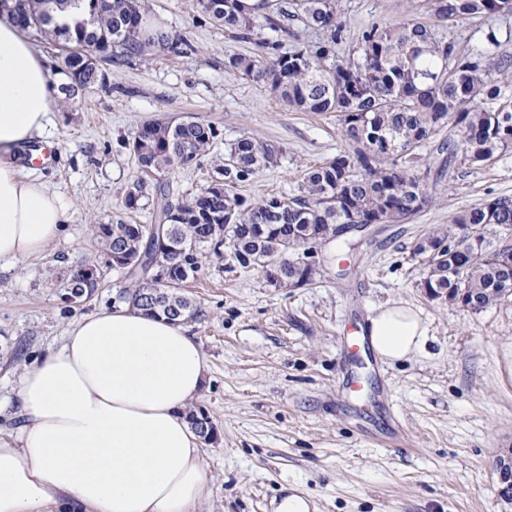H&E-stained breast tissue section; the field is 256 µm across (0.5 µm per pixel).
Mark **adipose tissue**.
Wrapping results in <instances>:
<instances>
[{"mask_svg":"<svg viewBox=\"0 0 512 512\" xmlns=\"http://www.w3.org/2000/svg\"><path fill=\"white\" fill-rule=\"evenodd\" d=\"M55 107L46 56L0 17V267L41 253L73 218L69 199L13 158L48 135ZM364 333L394 363L428 328L392 303ZM205 376L195 338L164 316L125 305L78 318L19 377L22 422L0 434V512H195L208 474L185 410Z\"/></svg>","mask_w":512,"mask_h":512,"instance_id":"adipose-tissue-1","label":"adipose tissue"}]
</instances>
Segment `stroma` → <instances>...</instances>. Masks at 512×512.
Wrapping results in <instances>:
<instances>
[{
  "mask_svg": "<svg viewBox=\"0 0 512 512\" xmlns=\"http://www.w3.org/2000/svg\"><path fill=\"white\" fill-rule=\"evenodd\" d=\"M342 8V56L371 24L430 20L423 0H342ZM149 13L193 52L112 65L105 86L57 102L46 140L52 160L15 154L71 201L74 215L43 252L0 270L2 431L19 423L14 395L24 367L58 347L78 317L117 305L131 285L105 266L82 305L60 299L71 265L101 259L94 225L150 221L153 184L137 208L124 206L138 177L128 145L138 125L192 115L217 127L199 164L170 174L179 197L207 185L224 165L227 144L245 134L281 150L276 166L238 186L251 200L297 195L305 170L347 147L335 117L288 110L264 86L227 69L229 55L256 46L198 23L196 0H149ZM435 155L426 144L416 164L431 205L360 240L345 271L330 260L331 246H320L314 284L278 288L260 270L238 266L230 249L217 255L203 247L201 268L183 287L201 311L188 328L207 366L193 404L215 430L201 445L209 484L198 512H279L287 490L310 495L311 512H512L492 471L494 455L512 449V299L479 313L431 299L412 256L419 239L460 211L512 198V150L480 168L455 167L439 184ZM388 302L420 313L424 347L400 363L359 368L366 383L346 394L343 339Z\"/></svg>",
  "mask_w": 512,
  "mask_h": 512,
  "instance_id": "1",
  "label": "stroma"
}]
</instances>
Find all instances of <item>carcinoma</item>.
Masks as SVG:
<instances>
[{"label": "carcinoma", "mask_w": 512, "mask_h": 512, "mask_svg": "<svg viewBox=\"0 0 512 512\" xmlns=\"http://www.w3.org/2000/svg\"><path fill=\"white\" fill-rule=\"evenodd\" d=\"M427 12L445 25L410 20L399 26L373 24L362 30L354 49L342 59L336 52L345 22L341 0H198L200 13L242 41L265 25L276 36L256 43L258 52L234 54L228 67L267 87L289 108L333 113L349 149L305 171L299 194L249 200L238 184L275 164L280 149L243 135L227 148L224 168L192 197L176 198L163 173L182 166L181 157L198 159L218 136L217 129L192 116L180 125L154 121L138 127L131 151L142 177L156 180L149 224H97L95 242L109 255L124 252L143 265L127 269L134 288L125 291L132 306L181 322L198 316L197 306L180 291L201 266V248L214 244L220 226L234 261L299 287L315 281L316 248L336 242L351 247L347 224H402L432 200L414 166L396 157L414 155L443 131L439 150L448 152V169L482 167L512 149V53L503 49L497 21L512 19V0H425ZM17 0H0L24 30L60 47L55 74L64 75L60 93L105 86L101 67L85 64V51L102 48V63H130L155 51L174 55L193 51L185 38L151 24L145 0H26L20 18ZM77 7L81 17L60 25L57 15ZM473 18L488 21L483 45L458 49L449 27ZM299 22L321 38L282 50L278 36ZM512 229V199L494 198L459 212L446 229L416 242L412 254L426 268L423 288L435 299L478 311L512 296V246L487 240L486 227ZM280 260L271 267L269 261ZM162 263L168 281L156 283L145 266ZM77 263L64 291L86 300L99 288L100 276L86 279ZM197 436L209 440L213 426L205 412L189 411Z\"/></svg>", "instance_id": "obj_1"}]
</instances>
